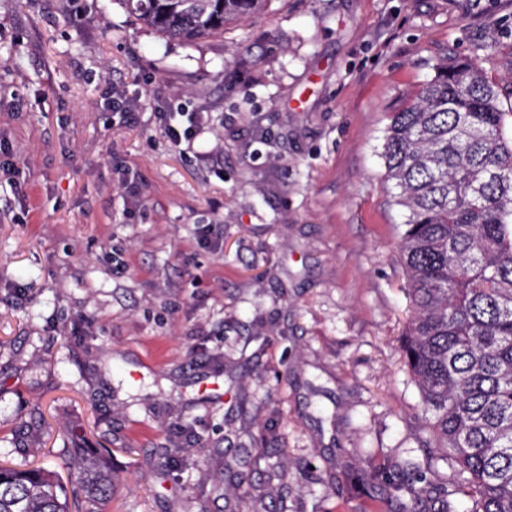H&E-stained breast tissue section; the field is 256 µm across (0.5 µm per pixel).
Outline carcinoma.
Segmentation results:
<instances>
[{"label": "carcinoma", "instance_id": "carcinoma-1", "mask_svg": "<svg viewBox=\"0 0 512 512\" xmlns=\"http://www.w3.org/2000/svg\"><path fill=\"white\" fill-rule=\"evenodd\" d=\"M265 0H125L145 27L187 43L224 32ZM386 179L406 212L403 265L412 319L405 364L421 395L426 447L455 463L451 480L416 486L404 459L371 475L368 490L437 512H512V136L498 85L467 60L445 59L391 112L382 143ZM72 477L24 459L0 462V512H69L68 497L102 512L112 498L109 452L73 448Z\"/></svg>", "mask_w": 512, "mask_h": 512}]
</instances>
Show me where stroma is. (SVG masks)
<instances>
[{
	"label": "stroma",
	"mask_w": 512,
	"mask_h": 512,
	"mask_svg": "<svg viewBox=\"0 0 512 512\" xmlns=\"http://www.w3.org/2000/svg\"><path fill=\"white\" fill-rule=\"evenodd\" d=\"M453 55L512 112V0H266L195 45L120 0H0V456L36 422L42 465L71 431L109 449L107 512H403L360 476L451 477L380 152ZM177 116L186 118L188 123L184 126L182 123L177 122ZM175 122V123H173ZM195 116L189 112H170L168 114V125L166 127L167 135L172 144L175 146L181 145L183 141L191 138L195 127Z\"/></svg>",
	"instance_id": "stroma-1"
}]
</instances>
